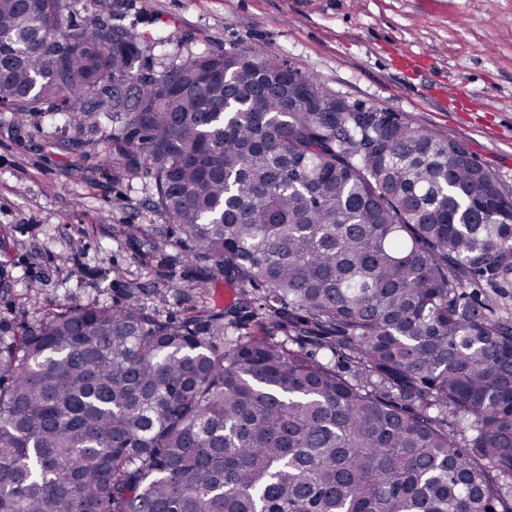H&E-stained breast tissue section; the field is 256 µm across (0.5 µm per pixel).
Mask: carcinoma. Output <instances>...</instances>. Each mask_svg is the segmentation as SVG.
Returning a JSON list of instances; mask_svg holds the SVG:
<instances>
[{
    "instance_id": "cac0c4a2",
    "label": "carcinoma",
    "mask_w": 512,
    "mask_h": 512,
    "mask_svg": "<svg viewBox=\"0 0 512 512\" xmlns=\"http://www.w3.org/2000/svg\"><path fill=\"white\" fill-rule=\"evenodd\" d=\"M66 10L0 0V105L111 127L234 298L1 333L0 512H512V188L275 54L158 72Z\"/></svg>"
}]
</instances>
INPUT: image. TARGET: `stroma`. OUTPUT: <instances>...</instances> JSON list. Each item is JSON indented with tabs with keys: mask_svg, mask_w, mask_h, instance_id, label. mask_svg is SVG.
I'll return each instance as SVG.
<instances>
[{
	"mask_svg": "<svg viewBox=\"0 0 512 512\" xmlns=\"http://www.w3.org/2000/svg\"><path fill=\"white\" fill-rule=\"evenodd\" d=\"M68 23L99 19L132 35L160 69L177 56L257 48L278 55L348 101L397 112L463 143L512 185V0H70ZM172 35L154 46L157 33ZM105 132L61 129L41 109L0 112V324L135 293L185 316L220 306L223 277L200 286L149 204L147 177L120 178L99 158Z\"/></svg>",
	"mask_w": 512,
	"mask_h": 512,
	"instance_id": "stroma-1",
	"label": "stroma"
}]
</instances>
